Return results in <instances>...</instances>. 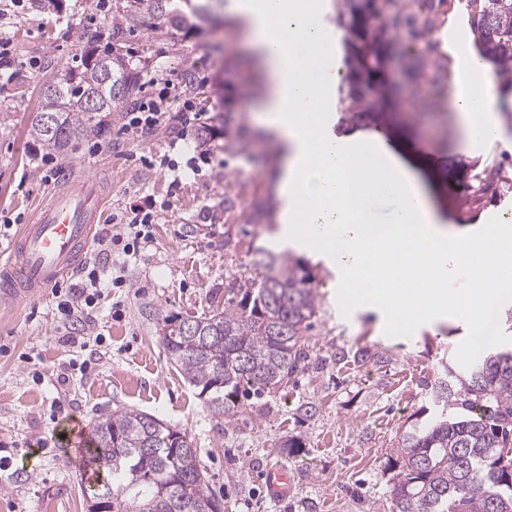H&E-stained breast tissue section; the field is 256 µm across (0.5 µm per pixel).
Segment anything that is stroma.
Here are the masks:
<instances>
[{
  "label": "stroma",
  "instance_id": "35a3bbf8",
  "mask_svg": "<svg viewBox=\"0 0 512 512\" xmlns=\"http://www.w3.org/2000/svg\"><path fill=\"white\" fill-rule=\"evenodd\" d=\"M404 23L391 36L389 70L396 113L383 127L393 150L407 162L441 218L457 228L512 217V143L470 156L459 152L449 111L453 87L450 55L440 37L448 15L469 31L470 0H397ZM210 0L222 25L198 36L154 38L124 32L119 44L139 71L137 99L156 96L159 81L176 75L182 92L170 113L200 112L189 126L174 123L155 136L116 141L124 121L113 113L100 136L77 143L54 165L27 135L41 90L76 56L103 51L112 38V7L99 0H0V37L18 62L0 75V223L19 232L58 187L53 168L88 176L106 196L112 218L137 191L166 206L153 243L130 265L120 294L124 318L112 315V294L90 311V330L104 340L103 356L87 364V352L65 341L55 315L57 299L46 289L20 305H0V512H87L84 445L93 423L121 408H134L186 432L210 490L224 512H393V472L388 459L409 416L426 406L425 385L442 362L462 366L473 358L472 323L464 317L423 318L407 333L392 331L374 311L338 299L339 272L326 258L298 257L313 274L319 296L315 325L305 338L315 362L295 383L261 400L245 402L233 417L218 419L203 406L169 363L156 333L158 316L209 313L224 303V286L251 272L265 236L254 226L253 207H278V145L258 127L254 112L258 78L243 29ZM230 110V132L244 146L230 153L215 135L207 149L196 137ZM501 170L483 199L458 185L461 172ZM178 181L175 196L168 185ZM368 347L380 361L360 365L352 352ZM349 359L334 362L336 349ZM42 361L34 381L26 357ZM68 373L59 382V373ZM79 429L62 438V425ZM297 438L296 455L280 443ZM287 467L293 482L286 499L266 494L268 467Z\"/></svg>",
  "mask_w": 512,
  "mask_h": 512
}]
</instances>
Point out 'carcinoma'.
Listing matches in <instances>:
<instances>
[{"instance_id": "cac0c4a2", "label": "carcinoma", "mask_w": 512, "mask_h": 512, "mask_svg": "<svg viewBox=\"0 0 512 512\" xmlns=\"http://www.w3.org/2000/svg\"><path fill=\"white\" fill-rule=\"evenodd\" d=\"M477 3L471 29L479 54L498 65L500 89L512 93V0ZM121 23L161 37L212 22L207 0H116ZM347 86L338 125L376 121L374 88L384 70L387 34L400 26L396 0H342ZM138 89L137 74L111 46L65 66L46 87L29 137L50 153L99 134L106 118ZM311 273L288 253L259 247L253 272L224 286V307L205 316L157 321L167 356L209 412L232 417L243 400L285 389L311 365L306 332L317 315ZM430 406L412 415L393 449L397 512H512V347L481 348L465 368L442 365ZM91 462L106 478L112 512H180L183 502L209 512L213 495L187 435L154 415L118 409L91 430Z\"/></svg>"}]
</instances>
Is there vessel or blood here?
I'll return each instance as SVG.
<instances>
[{"label":"vessel or blood","mask_w":512,"mask_h":512,"mask_svg":"<svg viewBox=\"0 0 512 512\" xmlns=\"http://www.w3.org/2000/svg\"><path fill=\"white\" fill-rule=\"evenodd\" d=\"M102 196L85 179L65 178L41 208L36 219L23 225L0 268V301L22 303L76 271L88 251L101 219ZM271 498L288 490L285 467H269L264 476Z\"/></svg>","instance_id":"vessel-or-blood-1"}]
</instances>
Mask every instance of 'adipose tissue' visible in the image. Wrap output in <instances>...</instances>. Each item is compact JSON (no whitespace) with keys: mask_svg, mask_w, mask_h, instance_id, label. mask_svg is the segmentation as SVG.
<instances>
[{"mask_svg":"<svg viewBox=\"0 0 512 512\" xmlns=\"http://www.w3.org/2000/svg\"><path fill=\"white\" fill-rule=\"evenodd\" d=\"M323 0H230L243 21L262 76L259 123L281 146L279 195L290 243L329 256L340 271L344 304L382 314L409 331L422 318L476 315L473 345L492 337L484 322L512 301V225L480 224L463 233L442 223L406 164L377 134L334 135L328 114L340 74L332 64L336 31ZM467 59L455 72L451 110L459 143L477 151L504 142L496 82L470 43L451 49ZM393 198L390 223H372V199ZM466 263L475 282L463 296L439 288L449 266Z\"/></svg>","mask_w":512,"mask_h":512,"instance_id":"ef3b65f1","label":"adipose tissue"}]
</instances>
